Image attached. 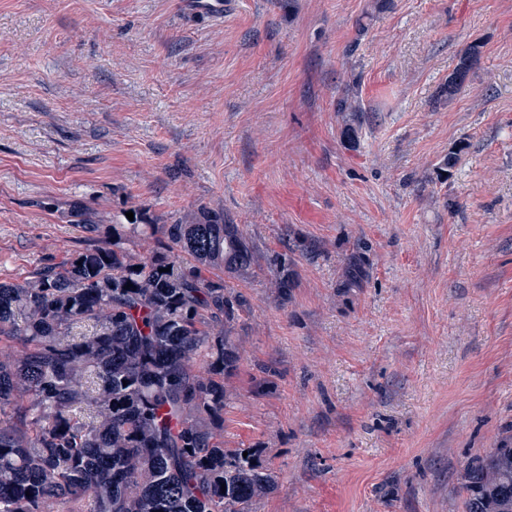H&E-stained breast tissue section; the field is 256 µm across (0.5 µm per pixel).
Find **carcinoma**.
Instances as JSON below:
<instances>
[{
  "label": "carcinoma",
  "instance_id": "cac0c4a2",
  "mask_svg": "<svg viewBox=\"0 0 512 512\" xmlns=\"http://www.w3.org/2000/svg\"><path fill=\"white\" fill-rule=\"evenodd\" d=\"M336 111L356 145L360 101L347 92ZM69 217L99 241L0 282V512H251L275 475L224 447L240 362L224 328L243 306L229 280L254 264L239 225L207 208L98 224L80 201ZM464 489L466 512H512V447L470 465Z\"/></svg>",
  "mask_w": 512,
  "mask_h": 512
}]
</instances>
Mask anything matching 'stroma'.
I'll return each mask as SVG.
<instances>
[{"label":"stroma","instance_id":"1","mask_svg":"<svg viewBox=\"0 0 512 512\" xmlns=\"http://www.w3.org/2000/svg\"><path fill=\"white\" fill-rule=\"evenodd\" d=\"M223 2L0 0V281L89 244L77 199L222 212L256 256L224 378L225 447L276 476L252 512H465L512 444V0ZM479 53V46L472 45L460 57L457 67L448 77V82L444 84L440 89L441 96L452 95L463 89L469 72L473 68V65L477 62ZM336 112H343V136L354 147L358 141L357 112H364L360 101L348 91L336 101Z\"/></svg>","mask_w":512,"mask_h":512}]
</instances>
